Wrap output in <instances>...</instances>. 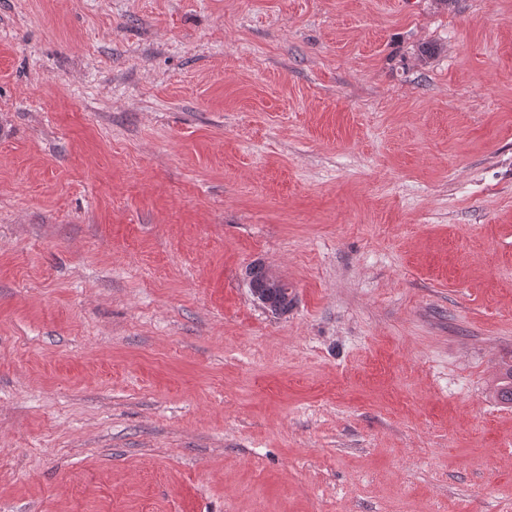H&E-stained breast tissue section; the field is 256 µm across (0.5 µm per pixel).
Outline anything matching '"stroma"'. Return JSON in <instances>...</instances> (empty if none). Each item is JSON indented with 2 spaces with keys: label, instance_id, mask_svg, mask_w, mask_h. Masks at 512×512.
<instances>
[{
  "label": "stroma",
  "instance_id": "1",
  "mask_svg": "<svg viewBox=\"0 0 512 512\" xmlns=\"http://www.w3.org/2000/svg\"><path fill=\"white\" fill-rule=\"evenodd\" d=\"M504 361L512 0H0V512H512ZM492 397L500 404L512 405V363L501 366L498 377L492 388Z\"/></svg>",
  "mask_w": 512,
  "mask_h": 512
}]
</instances>
